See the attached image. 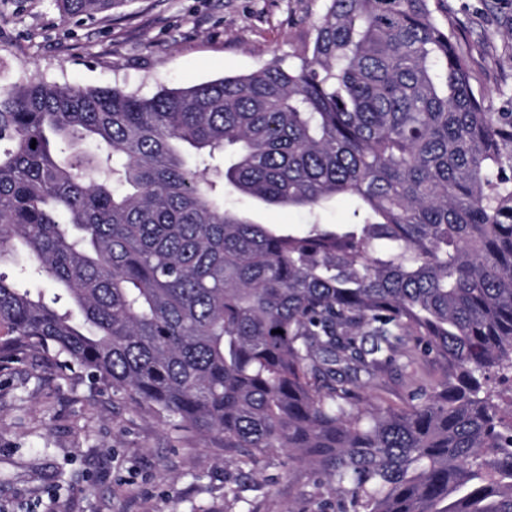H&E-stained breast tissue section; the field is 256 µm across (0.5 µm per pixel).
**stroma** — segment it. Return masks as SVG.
I'll return each instance as SVG.
<instances>
[{"label":"stroma","mask_w":512,"mask_h":512,"mask_svg":"<svg viewBox=\"0 0 512 512\" xmlns=\"http://www.w3.org/2000/svg\"><path fill=\"white\" fill-rule=\"evenodd\" d=\"M454 33L472 89L489 112H512V0H431ZM323 0H128L64 21L57 0H0V85L33 80L118 86L144 97L291 61ZM227 208L302 231L310 217L236 194ZM431 359L396 365L366 390L393 407ZM309 474L288 453L241 472L219 444L169 422L42 353L0 358V512H304Z\"/></svg>","instance_id":"obj_1"}]
</instances>
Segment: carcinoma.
Instances as JSON below:
<instances>
[{"label":"carcinoma","instance_id":"carcinoma-1","mask_svg":"<svg viewBox=\"0 0 512 512\" xmlns=\"http://www.w3.org/2000/svg\"><path fill=\"white\" fill-rule=\"evenodd\" d=\"M430 2L324 0L288 66L151 97L0 87V266L56 285L0 272V354L238 465L288 449L308 512H512V112L484 110ZM227 191L312 220L258 224ZM343 195L355 221L321 223ZM416 354L451 373L403 408L363 396Z\"/></svg>","mask_w":512,"mask_h":512}]
</instances>
